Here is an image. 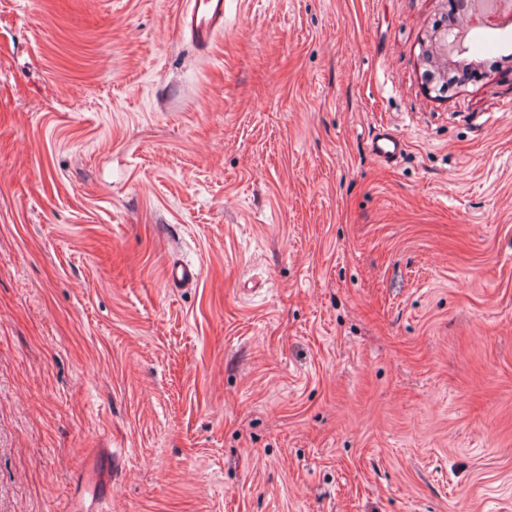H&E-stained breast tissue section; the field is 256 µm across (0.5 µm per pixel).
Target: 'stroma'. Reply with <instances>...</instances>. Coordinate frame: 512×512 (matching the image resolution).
<instances>
[{
  "instance_id": "1",
  "label": "stroma",
  "mask_w": 512,
  "mask_h": 512,
  "mask_svg": "<svg viewBox=\"0 0 512 512\" xmlns=\"http://www.w3.org/2000/svg\"><path fill=\"white\" fill-rule=\"evenodd\" d=\"M187 2L0 0V512L97 448L106 512H512V60L440 97L447 0L204 52ZM447 41V28L439 27L434 31L421 54V65L425 67L431 82L443 85L445 88L452 86L458 79L455 74L448 75ZM404 141L392 134H381L371 142V151L385 162L394 161L403 150Z\"/></svg>"
}]
</instances>
